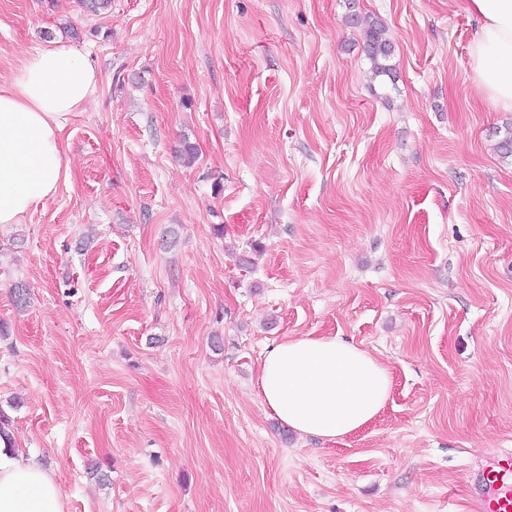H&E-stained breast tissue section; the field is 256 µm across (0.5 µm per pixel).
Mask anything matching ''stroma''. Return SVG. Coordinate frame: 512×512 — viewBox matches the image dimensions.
Here are the masks:
<instances>
[{"mask_svg":"<svg viewBox=\"0 0 512 512\" xmlns=\"http://www.w3.org/2000/svg\"><path fill=\"white\" fill-rule=\"evenodd\" d=\"M475 29L468 0H0L1 85L50 38L99 74L55 195L0 225V412L65 512H467L512 450V112ZM303 336L390 370L358 432L283 431L260 398ZM351 21L355 26L363 28V52L370 63L372 79L387 78L391 83L396 80L395 68L391 63L394 46L386 35L381 22L370 17L352 14Z\"/></svg>","mask_w":512,"mask_h":512,"instance_id":"stroma-1","label":"stroma"}]
</instances>
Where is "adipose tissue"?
Listing matches in <instances>:
<instances>
[{
  "instance_id": "adipose-tissue-1",
  "label": "adipose tissue",
  "mask_w": 512,
  "mask_h": 512,
  "mask_svg": "<svg viewBox=\"0 0 512 512\" xmlns=\"http://www.w3.org/2000/svg\"><path fill=\"white\" fill-rule=\"evenodd\" d=\"M477 27L471 70L485 99L512 112V0H469ZM98 76L83 54L52 41L0 86V225L19 223L51 198L65 169L59 134L71 112L93 97ZM277 419L305 436L353 434L384 407L387 367L336 336H304L273 346L258 377ZM0 512H65L54 476L0 438Z\"/></svg>"
}]
</instances>
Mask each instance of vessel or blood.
I'll return each instance as SVG.
<instances>
[{
  "mask_svg": "<svg viewBox=\"0 0 512 512\" xmlns=\"http://www.w3.org/2000/svg\"><path fill=\"white\" fill-rule=\"evenodd\" d=\"M469 512H512V452H494L471 475Z\"/></svg>",
  "mask_w": 512,
  "mask_h": 512,
  "instance_id": "1",
  "label": "vessel or blood"
}]
</instances>
